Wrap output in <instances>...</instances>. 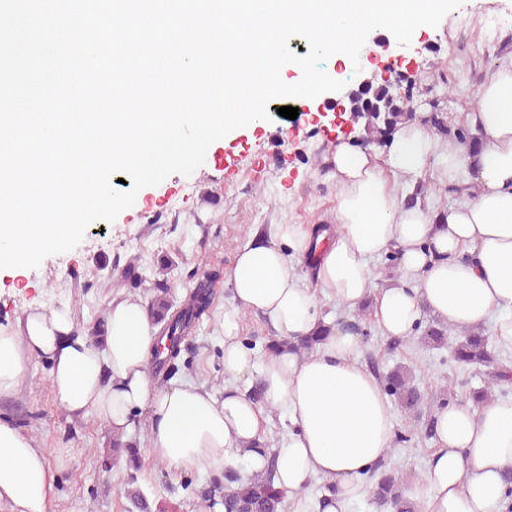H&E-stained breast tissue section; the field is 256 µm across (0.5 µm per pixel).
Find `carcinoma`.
<instances>
[{
    "label": "carcinoma",
    "instance_id": "cac0c4a2",
    "mask_svg": "<svg viewBox=\"0 0 512 512\" xmlns=\"http://www.w3.org/2000/svg\"><path fill=\"white\" fill-rule=\"evenodd\" d=\"M344 112H349L357 119H365L370 135L386 133L398 124L410 120L411 112L407 104L395 100L379 89L373 102L366 106L359 101L348 100ZM212 299L210 285L201 282L196 289L185 298L180 309L172 311L173 305L169 293L160 289L154 293L147 303V309L157 322L165 323L163 331L171 341L168 353L158 360L151 362L155 374L167 381L180 371L178 359L182 352V344L195 331L200 319L207 313ZM330 330L320 328L310 336L296 344L283 341H269L262 345L263 353L273 356L286 351L305 354L323 342L329 336ZM456 333L454 328L430 327L425 333L426 343L434 348L449 346L454 361L466 363L474 367H490L488 372L490 386L473 392L472 399L479 404L496 394L505 395L503 372L507 371L512 359L498 357L492 345L491 337L484 334L483 329H463L461 339L452 340ZM384 390L387 394L402 404L408 411L417 406L420 394L411 386L410 377L402 371H392L384 376ZM270 455L269 465L265 472L251 476L242 475L230 469L224 474V479L213 480L197 490L200 500L199 507L211 509L220 504L224 512H283L285 493L274 484L275 454ZM125 459V466L131 471L127 484V495L133 500H140V490L136 487L135 472L140 469V458L137 445L133 442H122L115 438L112 442V459ZM372 504L378 512H421L420 505L404 493V477L400 471L386 468L385 461H380L369 477Z\"/></svg>",
    "mask_w": 512,
    "mask_h": 512
}]
</instances>
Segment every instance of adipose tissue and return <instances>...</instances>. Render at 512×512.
I'll return each mask as SVG.
<instances>
[{
    "label": "adipose tissue",
    "mask_w": 512,
    "mask_h": 512,
    "mask_svg": "<svg viewBox=\"0 0 512 512\" xmlns=\"http://www.w3.org/2000/svg\"><path fill=\"white\" fill-rule=\"evenodd\" d=\"M468 121L484 138L475 158L419 119L398 127L382 159L340 143L331 159L340 188L335 232L312 236L280 224L269 239L237 250L227 271L234 304L224 312V373L258 381L263 402L237 388L218 396L185 381L155 386L148 365L159 329L145 302L132 298L112 299L100 345L76 331L66 309L38 306L15 330L0 331V396L14 393L29 360L40 359L70 415H98L121 438L146 424L150 455L185 473L241 464L263 471L259 443L274 407L293 424L277 446L274 472L289 512H349L367 495V478L395 435L389 396L360 361V336L339 325L308 354L285 352L261 363L241 339L240 315L267 316L288 341L313 333L320 306L294 267L308 255L319 288L337 302L354 309L373 296L372 317L385 335L411 336L428 311L459 329L492 324L495 344L512 349V65L480 87ZM427 174L475 190L435 221L430 209L406 204L393 184L398 176ZM392 250L398 283L373 290L369 263ZM433 420L434 450L409 497L423 512H505L512 398L476 408L451 404ZM63 466L0 419V503L9 512H51ZM318 479L333 491L311 508L305 491Z\"/></svg>",
    "instance_id": "1"
}]
</instances>
